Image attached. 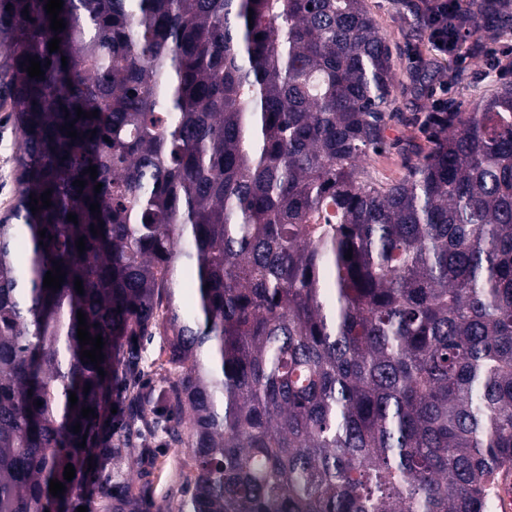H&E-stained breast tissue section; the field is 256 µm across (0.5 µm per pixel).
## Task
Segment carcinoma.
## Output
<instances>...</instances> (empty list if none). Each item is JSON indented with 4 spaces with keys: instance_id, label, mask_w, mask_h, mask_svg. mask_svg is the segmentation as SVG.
<instances>
[{
    "instance_id": "1",
    "label": "carcinoma",
    "mask_w": 512,
    "mask_h": 512,
    "mask_svg": "<svg viewBox=\"0 0 512 512\" xmlns=\"http://www.w3.org/2000/svg\"><path fill=\"white\" fill-rule=\"evenodd\" d=\"M46 2L0 0L19 138L0 214V512H77L87 459L166 422L190 449L179 512H492L512 468V85L430 113L428 152L382 181L366 164L395 68L365 0H64L57 32ZM471 9L477 32L512 0ZM156 334L164 376L144 391ZM118 383L142 413L117 408L107 448ZM97 509L144 512L107 485Z\"/></svg>"
}]
</instances>
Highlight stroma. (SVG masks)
Segmentation results:
<instances>
[{
  "label": "stroma",
  "instance_id": "35a3bbf8",
  "mask_svg": "<svg viewBox=\"0 0 512 512\" xmlns=\"http://www.w3.org/2000/svg\"><path fill=\"white\" fill-rule=\"evenodd\" d=\"M420 2L366 0L380 34L391 47L397 72V117L387 132L390 146L372 162L375 176L383 181L405 174L407 139L426 144L420 124L434 104L442 101L456 111L467 112L479 99L512 83V55L502 54L505 47L512 45V34H499L495 27L487 25L478 33L483 55H471L470 45L465 42L460 52L433 57L426 52L428 36L420 29L414 11ZM17 141L10 112L0 108V212L9 206L16 190L13 158ZM152 447L148 455L133 445L124 450L120 460L98 458L93 470L111 484L113 491L143 493L150 512H178L188 471L187 451L173 444L161 429L156 431Z\"/></svg>",
  "mask_w": 512,
  "mask_h": 512
}]
</instances>
